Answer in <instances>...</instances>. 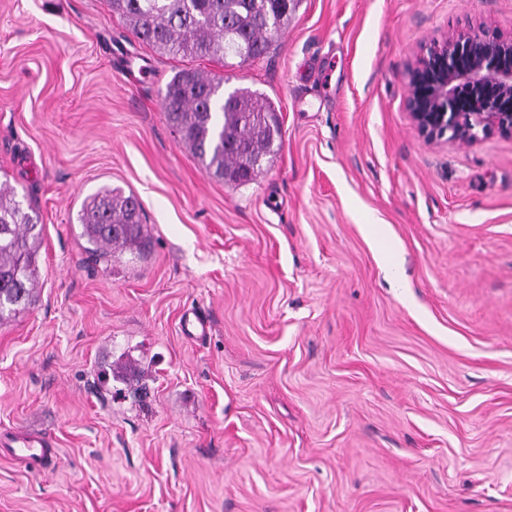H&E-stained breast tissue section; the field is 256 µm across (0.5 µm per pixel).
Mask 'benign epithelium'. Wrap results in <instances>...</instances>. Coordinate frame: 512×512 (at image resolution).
<instances>
[{
    "mask_svg": "<svg viewBox=\"0 0 512 512\" xmlns=\"http://www.w3.org/2000/svg\"><path fill=\"white\" fill-rule=\"evenodd\" d=\"M406 109L432 144L512 136V39L460 32L432 43L409 68Z\"/></svg>",
    "mask_w": 512,
    "mask_h": 512,
    "instance_id": "7a95c632",
    "label": "benign epithelium"
}]
</instances>
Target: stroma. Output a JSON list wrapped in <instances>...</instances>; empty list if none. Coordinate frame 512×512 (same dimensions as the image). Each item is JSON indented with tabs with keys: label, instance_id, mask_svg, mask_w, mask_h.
I'll list each match as a JSON object with an SVG mask.
<instances>
[{
	"label": "stroma",
	"instance_id": "1",
	"mask_svg": "<svg viewBox=\"0 0 512 512\" xmlns=\"http://www.w3.org/2000/svg\"><path fill=\"white\" fill-rule=\"evenodd\" d=\"M460 30L512 37V0H302L267 55L199 62L278 109L235 186L107 0H0V178L42 229L0 436L59 450L0 449V512H512V137L430 145L406 111ZM103 186L141 202L140 254L86 252ZM14 453L19 458L34 462L36 464H50L52 458L47 454L43 442L40 439H24L18 442Z\"/></svg>",
	"mask_w": 512,
	"mask_h": 512
}]
</instances>
